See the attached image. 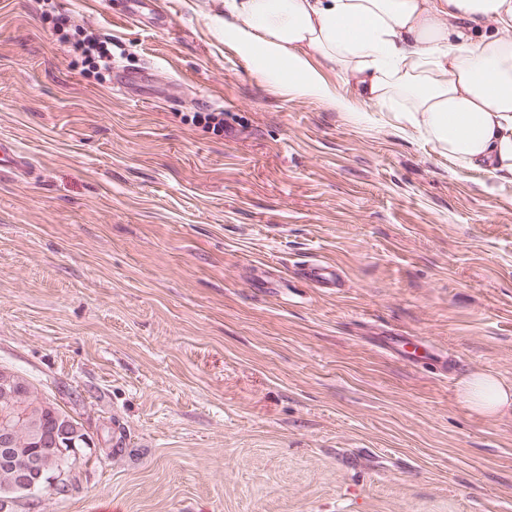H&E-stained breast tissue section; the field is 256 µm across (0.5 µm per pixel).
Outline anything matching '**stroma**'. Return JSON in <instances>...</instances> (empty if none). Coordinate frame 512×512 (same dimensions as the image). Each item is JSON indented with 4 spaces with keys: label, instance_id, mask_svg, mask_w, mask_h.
Masks as SVG:
<instances>
[{
    "label": "stroma",
    "instance_id": "stroma-1",
    "mask_svg": "<svg viewBox=\"0 0 512 512\" xmlns=\"http://www.w3.org/2000/svg\"><path fill=\"white\" fill-rule=\"evenodd\" d=\"M162 6L157 28L115 0H0V142L30 161L0 174V366L79 393L98 438L40 512H512V413L460 393L512 384V175L459 168L339 72L349 112L268 85L224 0ZM92 33L113 71L75 52ZM146 66L179 92L117 89ZM306 276L316 287L327 290H338L341 274L338 268L333 265L316 262L309 266ZM409 345H414L415 349L410 351L408 349ZM380 347L410 365H420L423 363V360H429L430 356H434L435 359H443L440 354L431 350L428 345L410 343L404 336L385 337ZM418 348L422 349L423 353H418ZM462 395L480 414H502L512 409V386L490 374L479 372L463 380Z\"/></svg>",
    "mask_w": 512,
    "mask_h": 512
}]
</instances>
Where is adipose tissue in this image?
<instances>
[{"instance_id": "adipose-tissue-1", "label": "adipose tissue", "mask_w": 512, "mask_h": 512, "mask_svg": "<svg viewBox=\"0 0 512 512\" xmlns=\"http://www.w3.org/2000/svg\"><path fill=\"white\" fill-rule=\"evenodd\" d=\"M224 31L262 80L334 103L322 70L400 109L465 169L512 174V0H224ZM481 414L512 410V386L462 382Z\"/></svg>"}]
</instances>
